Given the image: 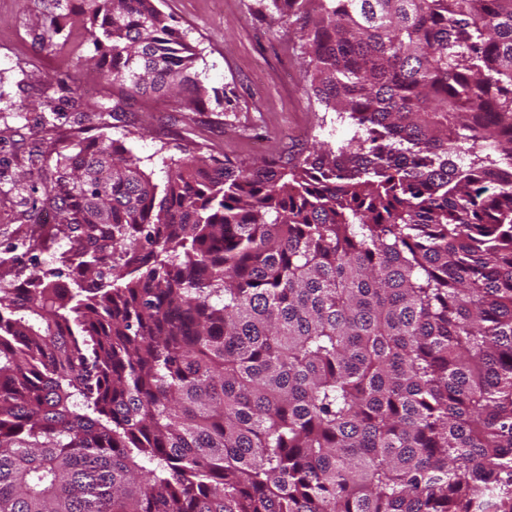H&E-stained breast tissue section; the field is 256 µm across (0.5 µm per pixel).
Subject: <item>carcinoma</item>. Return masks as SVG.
<instances>
[{"label":"carcinoma","instance_id":"1","mask_svg":"<svg viewBox=\"0 0 512 512\" xmlns=\"http://www.w3.org/2000/svg\"><path fill=\"white\" fill-rule=\"evenodd\" d=\"M81 2L118 98L202 103L155 0ZM258 13L354 135L18 182L67 248L0 250V512H512V0Z\"/></svg>","mask_w":512,"mask_h":512}]
</instances>
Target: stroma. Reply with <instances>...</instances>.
<instances>
[{
  "label": "stroma",
  "mask_w": 512,
  "mask_h": 512,
  "mask_svg": "<svg viewBox=\"0 0 512 512\" xmlns=\"http://www.w3.org/2000/svg\"><path fill=\"white\" fill-rule=\"evenodd\" d=\"M186 31L196 69L211 89L200 108L178 97L130 99L112 109V87L86 67L93 53L81 24L53 34L63 0H0V243L37 223L11 185L37 176L42 159L77 129L125 140L144 168L160 170L189 139L245 162L337 147L355 128L321 111L304 90L301 41L289 25L260 18L257 0H157Z\"/></svg>",
  "instance_id": "obj_1"
}]
</instances>
